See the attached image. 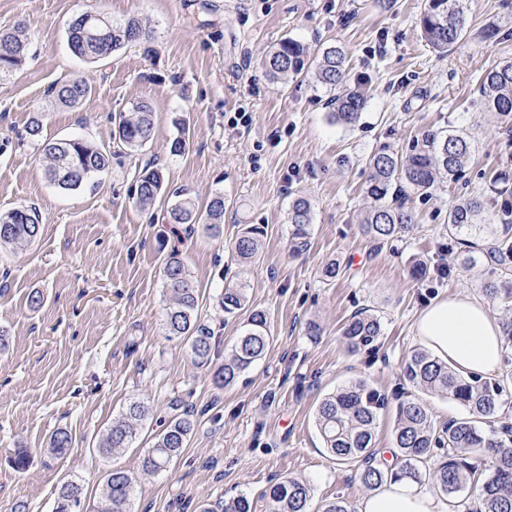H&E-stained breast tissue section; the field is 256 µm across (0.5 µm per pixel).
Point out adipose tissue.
Wrapping results in <instances>:
<instances>
[{
    "instance_id": "1",
    "label": "adipose tissue",
    "mask_w": 512,
    "mask_h": 512,
    "mask_svg": "<svg viewBox=\"0 0 512 512\" xmlns=\"http://www.w3.org/2000/svg\"><path fill=\"white\" fill-rule=\"evenodd\" d=\"M416 332L434 356L461 374L487 377L501 365V326L477 299L457 296L427 307ZM359 512H447V507L425 487L402 478L367 493Z\"/></svg>"
}]
</instances>
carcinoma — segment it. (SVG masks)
Instances as JSON below:
<instances>
[{
  "label": "carcinoma",
  "mask_w": 512,
  "mask_h": 512,
  "mask_svg": "<svg viewBox=\"0 0 512 512\" xmlns=\"http://www.w3.org/2000/svg\"><path fill=\"white\" fill-rule=\"evenodd\" d=\"M465 0H425L419 24L423 38L433 48L446 50L461 43L465 36ZM150 32L135 17L122 22L97 12L77 16L68 28L72 51L92 62L102 61L130 44L148 40ZM28 46L26 27L0 29V78L22 66ZM270 79L286 81L312 67L318 83L336 88L344 83L346 56L337 46L326 47L316 55L300 42L285 38L260 60ZM91 91L90 83L75 77L51 88L53 98L63 106L74 107ZM480 94L486 111L512 128V60L502 61L483 76ZM367 97L360 87L346 88L333 98V118L349 126L357 122ZM114 136L127 151L137 153L151 140L153 112L140 102L132 111L114 117ZM41 151L47 175L63 190L97 187L95 177L106 171L112 152L80 139L44 141ZM471 155L470 142L460 135L431 136L405 157L386 150L369 158L371 170L366 193L374 205L360 218L363 234L375 249L390 239L412 230L415 215L406 205L409 193H424L441 173L448 180L462 177ZM163 191L161 170L151 161L135 172V204L151 208ZM175 198L166 210L168 224L193 226L204 223L206 232L218 236L224 223V196H213L205 214H200L185 189L171 193ZM289 247L294 253L308 247L312 232V205L296 198L288 210ZM42 216L32 206L0 212V249L33 243L41 233ZM448 246L457 249L462 265L486 263L492 272L512 273V221L497 222L475 196L456 203L448 212ZM263 231L248 226L237 235L233 252L241 261L256 257L262 246ZM164 287L171 303L165 312L169 335L183 336L190 345L193 363L199 368L213 365L214 330L198 318L200 292L180 252H169L164 266ZM490 299H501L509 308L501 322L504 351H512V280L497 278L484 284ZM218 305L227 317L248 313L244 330L236 345L214 370V380L229 386L262 359L273 336L266 313L249 307L244 288H226ZM350 352L374 351L381 344L382 327L378 317L366 309L356 311L342 329ZM401 377L420 392L446 396L460 404L466 415L451 418L437 426L427 405L411 396L400 400L394 421L396 462L390 469L373 464V439L381 411L388 397L365 379H355L322 399L315 413L317 430L324 448L341 464H358L357 475L368 491H375L392 479L409 478L428 482L446 501L451 512H512V426L504 421L503 396L512 391V369L498 376H464L429 351L418 347L400 362ZM175 410L154 436L142 461L147 473L167 470L186 447L196 427L194 410L172 406ZM150 407L142 400L131 401L122 417L112 424L98 444L103 455L130 447L138 428L149 418ZM72 445L65 430L49 440L50 450L63 455ZM135 477L120 468L105 478L99 512H131L130 501ZM83 489L68 482L61 486L57 501L69 503L67 512H77ZM311 490L308 483L282 478L258 497L241 491L235 496L205 505L201 512H308Z\"/></svg>",
  "instance_id": "cac0c4a2"
}]
</instances>
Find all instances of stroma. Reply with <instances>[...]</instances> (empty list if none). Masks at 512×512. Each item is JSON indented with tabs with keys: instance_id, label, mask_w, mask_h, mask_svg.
Here are the masks:
<instances>
[{
	"instance_id": "1",
	"label": "stroma",
	"mask_w": 512,
	"mask_h": 512,
	"mask_svg": "<svg viewBox=\"0 0 512 512\" xmlns=\"http://www.w3.org/2000/svg\"><path fill=\"white\" fill-rule=\"evenodd\" d=\"M424 0H0V27H28L29 56L0 80V211L39 208L40 237L0 252V512H52L62 484L83 488V512H94L105 475L119 467L136 482L132 512H199L201 505L241 491L260 495L288 477L311 487L310 512L333 498L359 504L365 494L355 466L327 453L314 415L338 387L367 379L388 398L406 387L399 364L419 347L418 314L434 301L467 295L494 318L503 305L487 299L484 266L463 270L448 248V210L481 197L488 211L505 205L490 181L512 168V131L480 104L487 69L512 59V0H468L462 43L438 53L422 39ZM115 21L139 18L148 42L88 63L70 50L67 28L83 12ZM495 28V39L484 37ZM285 38L311 50L342 47L349 79L368 89L351 127L331 119L333 90L313 73L270 81L261 56ZM85 76L91 93L74 108L52 103L48 88ZM143 101L154 134L143 157L114 139L112 114ZM43 114L44 139L83 137L111 149L112 164L96 190L67 191L45 174L25 128ZM246 119L234 123L235 113ZM188 121V146L176 155L175 117ZM462 133L473 144L463 179H440L409 201L416 224L408 235L374 249L362 235L368 158L379 149L409 154L429 135ZM154 159L164 187L189 189L198 208L215 193L225 201L224 235L186 231L162 218L168 200L149 210L132 198L141 158ZM312 203L309 246L292 255L288 207ZM264 227L258 257L236 260L232 243L243 225ZM178 248L200 290L199 315L216 332L223 361L242 321L224 318L222 289L242 283L251 306L266 312L274 341L266 356L233 385L217 387L196 368L189 344L170 337L163 261ZM340 259L334 279L323 266ZM428 269L413 275L416 261ZM42 304L32 308V294ZM367 308L382 324L377 353H349L342 328ZM320 333H306L309 322ZM134 398L148 401L153 420L129 448L101 456L96 444ZM192 406L197 426L187 446L159 474L140 460L174 401ZM58 429L72 436L57 458L47 442ZM28 449L32 462L15 470L9 458Z\"/></svg>"
}]
</instances>
